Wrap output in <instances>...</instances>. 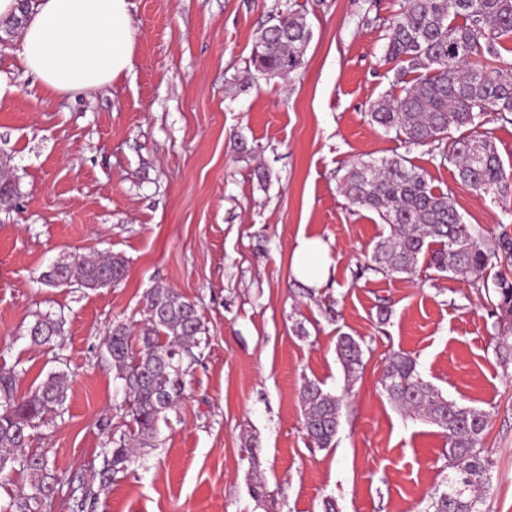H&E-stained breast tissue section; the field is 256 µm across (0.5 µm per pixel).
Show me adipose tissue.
I'll use <instances>...</instances> for the list:
<instances>
[{
    "label": "adipose tissue",
    "instance_id": "adipose-tissue-1",
    "mask_svg": "<svg viewBox=\"0 0 512 512\" xmlns=\"http://www.w3.org/2000/svg\"><path fill=\"white\" fill-rule=\"evenodd\" d=\"M130 7V0H38L24 20L18 59L55 94L111 85L133 67ZM291 267L308 286H320L329 275L327 245L299 238Z\"/></svg>",
    "mask_w": 512,
    "mask_h": 512
}]
</instances>
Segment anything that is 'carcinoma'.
<instances>
[{
    "label": "carcinoma",
    "mask_w": 512,
    "mask_h": 512,
    "mask_svg": "<svg viewBox=\"0 0 512 512\" xmlns=\"http://www.w3.org/2000/svg\"><path fill=\"white\" fill-rule=\"evenodd\" d=\"M512 35V0H403L391 22L385 60L395 64L402 92L371 105L373 122L415 146H428L441 162L452 163L460 181L493 199L512 191V168L506 169L491 132L461 134L448 141V129L483 126L490 118L512 117V64H501L500 38ZM312 31L306 17L290 11L266 28L255 42L251 63L264 76H286L304 64ZM413 78H408V75ZM349 202L376 212L389 225L372 256L377 269L412 275L421 262L438 273L484 278L496 270L487 300L492 313L512 331V236L501 233L485 242L462 222L449 194L431 184L427 172L405 158L381 163L359 161L342 178ZM127 260L109 255L90 260L79 253L42 274L51 287L96 290L119 282ZM146 322L131 337L123 324L112 327L102 347L122 381L123 407L133 427L107 449L97 492L76 502V512L109 490L112 477L127 469L137 448H152L159 423L184 395V357L191 354L202 323L196 305L163 288L145 297ZM64 333V320L38 312L27 330L30 342L47 345ZM336 353L345 378L354 382L363 366V340L337 338ZM382 385L389 398L410 414L422 416L446 435L444 456L454 475L448 490L432 497L433 512H482L480 491L490 482V462L481 441L485 412L449 400L416 368L404 352L392 354ZM305 430L319 448H328L340 424L342 398L307 380L301 388ZM67 389L58 373L34 391L20 395L15 369L0 367V477L29 478L30 492L10 497L0 512H43L59 485L45 452L29 449L31 431L46 416L61 415Z\"/></svg>",
    "instance_id": "carcinoma-1"
}]
</instances>
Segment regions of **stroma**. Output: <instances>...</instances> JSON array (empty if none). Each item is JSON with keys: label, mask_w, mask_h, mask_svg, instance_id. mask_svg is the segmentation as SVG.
Segmentation results:
<instances>
[{"label": "stroma", "mask_w": 512, "mask_h": 512, "mask_svg": "<svg viewBox=\"0 0 512 512\" xmlns=\"http://www.w3.org/2000/svg\"><path fill=\"white\" fill-rule=\"evenodd\" d=\"M133 68L96 91L42 90L0 43V160L16 194L0 202V366L20 393L67 375L63 415L34 430L61 478L45 512H72L97 484L111 435L130 420L102 348L112 325L139 330L144 297L168 288L194 302L204 333L185 395L155 447L115 475L91 512H428L446 490L441 429L398 409L381 384L390 354H411L448 399L488 416L491 483L484 512H512V354L472 278L372 270L390 228L352 206L340 178L358 161L406 157L449 192L469 227L512 234V194L462 184L452 164L372 123L370 105L402 87L384 60L402 0H130ZM312 30L305 65L285 78L255 72L252 46L287 11ZM329 247L318 288L292 273L299 237ZM78 252L120 254L123 280L98 290L40 280ZM66 320L51 346L31 344L36 312ZM364 341L346 384L336 340ZM341 396L333 446L312 444L301 385ZM111 422L103 433L102 422ZM257 449L268 491L251 496L244 446Z\"/></svg>", "instance_id": "stroma-1"}]
</instances>
